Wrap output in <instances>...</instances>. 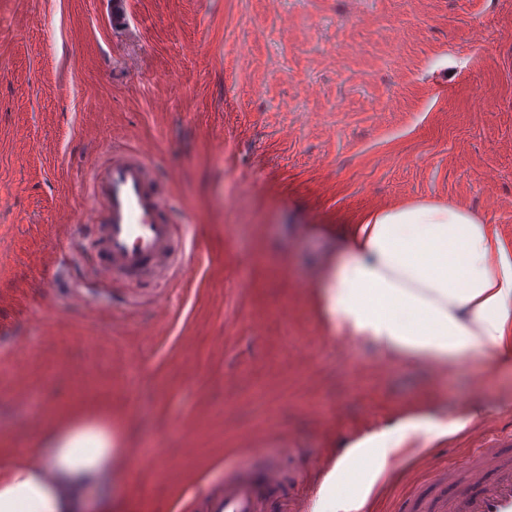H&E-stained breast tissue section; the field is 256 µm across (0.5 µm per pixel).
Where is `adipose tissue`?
<instances>
[{
	"label": "adipose tissue",
	"mask_w": 512,
	"mask_h": 512,
	"mask_svg": "<svg viewBox=\"0 0 512 512\" xmlns=\"http://www.w3.org/2000/svg\"><path fill=\"white\" fill-rule=\"evenodd\" d=\"M322 281L326 320L388 357L512 368V242L466 207L419 201L369 213ZM485 413L472 403L445 422L404 418L352 443L325 481L366 456L382 471L395 449L434 443ZM123 442L111 412L66 416L44 433L34 459L0 465V512H85L89 493L121 468Z\"/></svg>",
	"instance_id": "obj_1"
}]
</instances>
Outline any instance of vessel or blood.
<instances>
[{"label": "vessel or blood", "mask_w": 512, "mask_h": 512, "mask_svg": "<svg viewBox=\"0 0 512 512\" xmlns=\"http://www.w3.org/2000/svg\"><path fill=\"white\" fill-rule=\"evenodd\" d=\"M91 194L99 217L83 237L92 260L90 287L167 286L185 273L189 254L181 228L170 220L140 153L113 149L111 162L92 177ZM369 476L368 461H357L343 483L346 493L362 499ZM304 481L301 474L284 475L275 460L227 469L212 477L201 510L301 512L296 489ZM451 483L452 491L438 489L426 502L429 512H512V441L472 449Z\"/></svg>", "instance_id": "b4317fda"}]
</instances>
